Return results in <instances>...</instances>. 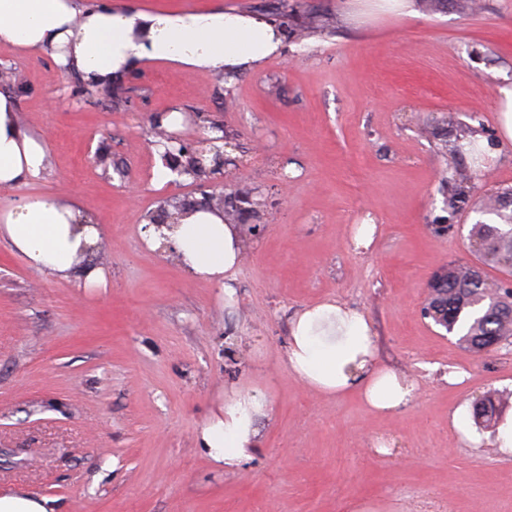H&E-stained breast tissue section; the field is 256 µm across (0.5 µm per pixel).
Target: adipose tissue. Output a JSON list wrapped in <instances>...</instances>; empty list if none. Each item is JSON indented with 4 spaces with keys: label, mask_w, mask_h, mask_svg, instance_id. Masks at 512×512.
<instances>
[{
    "label": "adipose tissue",
    "mask_w": 512,
    "mask_h": 512,
    "mask_svg": "<svg viewBox=\"0 0 512 512\" xmlns=\"http://www.w3.org/2000/svg\"><path fill=\"white\" fill-rule=\"evenodd\" d=\"M0 44L52 52L88 87L101 88L145 59L215 74L254 69L279 53L283 39L274 23L249 13L144 14L82 8L77 0H0ZM46 168L44 144L22 124L14 99L0 93V189L35 182ZM99 238L98 226L72 199L31 197L0 211V240L30 270L77 278L84 288L107 285L102 268L83 263ZM144 238L149 248L175 256L187 275L219 285L225 299H233L246 244L223 213L199 208L177 223L148 225ZM286 359L289 373L305 387L327 396L358 389L378 414L402 411L417 397L413 381L380 365L366 314L335 299L294 315ZM270 414L265 386L229 387L203 422L196 445L215 464L239 467L259 447V422Z\"/></svg>",
    "instance_id": "1"
}]
</instances>
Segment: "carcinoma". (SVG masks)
Wrapping results in <instances>:
<instances>
[{
    "instance_id": "cac0c4a2",
    "label": "carcinoma",
    "mask_w": 512,
    "mask_h": 512,
    "mask_svg": "<svg viewBox=\"0 0 512 512\" xmlns=\"http://www.w3.org/2000/svg\"><path fill=\"white\" fill-rule=\"evenodd\" d=\"M331 26L332 20L326 15H306L288 26L286 32L289 38L303 39L317 30H328ZM426 129L439 141L438 152L441 155L454 158L463 153V139L457 135L454 140H449L448 130L440 127L436 119L428 120ZM166 155L172 170L183 171L194 179L208 174L206 154H199L195 148L188 150L181 147L166 152ZM472 178V167L454 166L451 178L442 183L446 207L463 210L469 205ZM488 214L498 218L500 223L479 221L472 225L469 237L490 238L492 247L481 255H474L470 263L450 264L440 273L434 274L429 282L423 310L424 316L448 333L456 334L459 343L477 354L491 340L512 336V320H508L505 311L501 310L509 298L505 283L512 280V266L504 263V259L512 255V187L498 189ZM264 216L262 203L250 200L247 193L238 205L224 198L225 220L235 224L251 222V232L263 223ZM488 266L501 274L500 278L493 280V283L501 285L495 296L487 294L488 288L484 287V283L489 281L485 271ZM497 411L496 398L491 394L473 409L474 418L480 424L494 421Z\"/></svg>"
}]
</instances>
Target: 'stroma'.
I'll return each mask as SVG.
<instances>
[{
	"instance_id": "1",
	"label": "stroma",
	"mask_w": 512,
	"mask_h": 512,
	"mask_svg": "<svg viewBox=\"0 0 512 512\" xmlns=\"http://www.w3.org/2000/svg\"><path fill=\"white\" fill-rule=\"evenodd\" d=\"M130 12L332 13L333 30L287 41L283 55L234 78L144 61L122 102L75 97L83 81L46 53L0 44L15 77L0 86L41 139L42 180L0 190V210L35 195L79 199L101 237L88 264L103 288L29 270L0 243V496L51 499L55 512H512V458L461 438L488 390L512 398V343L479 357L421 315L442 265L468 260L478 213L450 212L452 168L426 130L471 127L497 146L499 87L512 84V0L415 16L379 0H107ZM179 112L181 137L223 124L234 158L225 193L264 201L235 300L149 249L142 216L193 201L213 182L156 181L157 113ZM104 152L109 165L96 163ZM293 173L283 181L282 167ZM445 224L448 233L432 227ZM374 225L369 249L349 245ZM335 298L369 316L380 362L417 385L392 416L358 393L325 397L283 363L288 321ZM464 372L448 383L449 367ZM265 384L261 446L233 471L195 439L227 385Z\"/></svg>"
}]
</instances>
